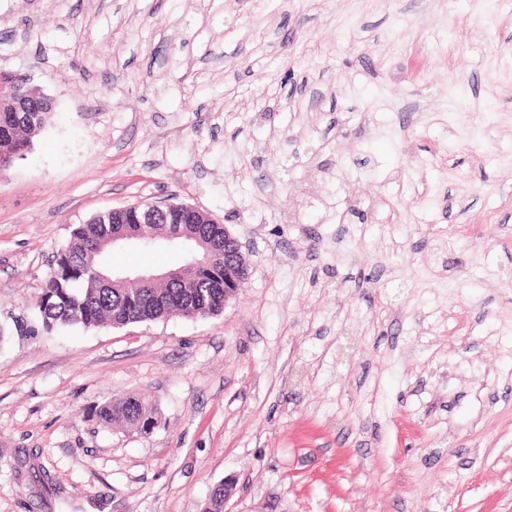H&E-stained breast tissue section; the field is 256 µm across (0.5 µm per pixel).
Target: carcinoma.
Here are the masks:
<instances>
[{
	"mask_svg": "<svg viewBox=\"0 0 512 512\" xmlns=\"http://www.w3.org/2000/svg\"><path fill=\"white\" fill-rule=\"evenodd\" d=\"M53 109L0 112V170L23 158L32 139L51 124ZM121 212L96 215L77 224L66 247L54 255L52 267L36 299V320L47 333L62 328H123L169 316H217L224 311V257L233 250L224 242L222 224H130L136 238L112 242L123 230ZM165 246L184 250L181 265L164 280L112 282L107 255L112 245ZM153 404L138 397L105 401L92 407L104 426L138 431L155 425Z\"/></svg>",
	"mask_w": 512,
	"mask_h": 512,
	"instance_id": "obj_1",
	"label": "carcinoma"
}]
</instances>
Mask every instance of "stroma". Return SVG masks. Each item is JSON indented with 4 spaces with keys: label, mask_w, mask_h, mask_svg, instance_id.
Here are the masks:
<instances>
[{
    "label": "stroma",
    "mask_w": 512,
    "mask_h": 512,
    "mask_svg": "<svg viewBox=\"0 0 512 512\" xmlns=\"http://www.w3.org/2000/svg\"><path fill=\"white\" fill-rule=\"evenodd\" d=\"M0 70L54 112L0 175V512H512V0H0ZM172 196L224 312L43 332L73 225ZM155 414L154 405L138 397L109 400L92 407V415L100 425H119L130 431L154 426Z\"/></svg>",
    "instance_id": "35a3bbf8"
}]
</instances>
